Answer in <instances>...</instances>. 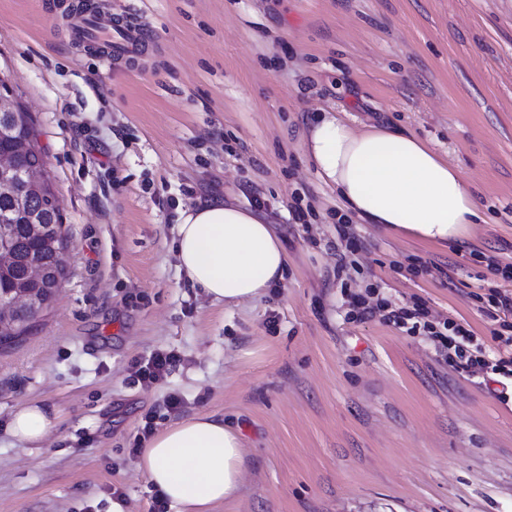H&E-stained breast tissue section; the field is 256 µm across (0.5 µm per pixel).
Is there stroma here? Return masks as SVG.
<instances>
[{
    "mask_svg": "<svg viewBox=\"0 0 512 512\" xmlns=\"http://www.w3.org/2000/svg\"><path fill=\"white\" fill-rule=\"evenodd\" d=\"M97 2L102 27L138 20L150 40L107 63L48 0H0V78L32 115L69 240L49 309L0 349V512H150L129 453L150 412L241 433L243 488L217 512H512V390L352 306L424 300L497 355L489 299L512 281L483 258L512 265V0ZM321 110L457 166L479 202L462 242L356 219L362 247L337 272L346 209L304 151ZM214 198L261 199L288 254L283 285L232 308L174 250L178 209ZM158 349L180 360L143 387L131 365ZM27 401L61 418L36 448L9 432Z\"/></svg>",
    "mask_w": 512,
    "mask_h": 512,
    "instance_id": "stroma-1",
    "label": "stroma"
}]
</instances>
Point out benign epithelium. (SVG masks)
<instances>
[{
  "mask_svg": "<svg viewBox=\"0 0 512 512\" xmlns=\"http://www.w3.org/2000/svg\"><path fill=\"white\" fill-rule=\"evenodd\" d=\"M26 108L7 97H0V140H8L7 150L0 148V188L7 187L14 195L16 208L26 214L28 229L34 236L42 234V221L38 214L27 211V199L31 194L44 191L46 175L41 167L22 172L18 168L19 156L28 151L31 135L27 133L22 112ZM41 268L33 264L28 269V279L18 284L8 295L0 296V327L15 328V317L38 316L44 306V297L59 289L52 284L40 288Z\"/></svg>",
  "mask_w": 512,
  "mask_h": 512,
  "instance_id": "benign-epithelium-1",
  "label": "benign epithelium"
}]
</instances>
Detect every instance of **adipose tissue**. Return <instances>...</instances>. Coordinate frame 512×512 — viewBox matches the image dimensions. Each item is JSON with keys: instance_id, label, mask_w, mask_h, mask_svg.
Listing matches in <instances>:
<instances>
[{"instance_id": "adipose-tissue-1", "label": "adipose tissue", "mask_w": 512, "mask_h": 512, "mask_svg": "<svg viewBox=\"0 0 512 512\" xmlns=\"http://www.w3.org/2000/svg\"><path fill=\"white\" fill-rule=\"evenodd\" d=\"M306 154L365 223L445 243L463 238L477 216L478 201L460 170L416 136L359 130L326 112L309 131ZM176 256L193 287L227 306L264 296L283 282L288 263L271 224L219 198L180 210ZM59 421L56 410L26 402L13 413L10 432L36 447ZM138 467L177 512H214L242 489L241 435L223 418L198 413L156 432Z\"/></svg>"}]
</instances>
